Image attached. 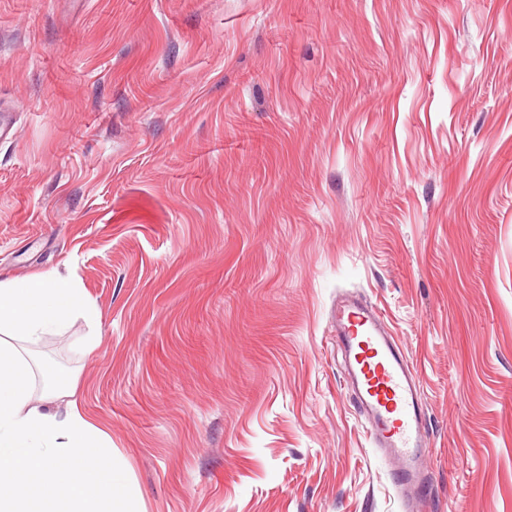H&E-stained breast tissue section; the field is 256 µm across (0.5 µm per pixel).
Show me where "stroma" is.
I'll return each instance as SVG.
<instances>
[{
    "mask_svg": "<svg viewBox=\"0 0 512 512\" xmlns=\"http://www.w3.org/2000/svg\"><path fill=\"white\" fill-rule=\"evenodd\" d=\"M0 279L143 512H404L338 295L422 381L427 512H512V0H0Z\"/></svg>",
    "mask_w": 512,
    "mask_h": 512,
    "instance_id": "obj_1",
    "label": "stroma"
}]
</instances>
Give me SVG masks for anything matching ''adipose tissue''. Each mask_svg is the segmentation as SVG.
Instances as JSON below:
<instances>
[{
  "label": "adipose tissue",
  "instance_id": "adipose-tissue-1",
  "mask_svg": "<svg viewBox=\"0 0 512 512\" xmlns=\"http://www.w3.org/2000/svg\"><path fill=\"white\" fill-rule=\"evenodd\" d=\"M78 320L93 341L97 308L71 276L0 280V512H142L125 461L85 420L74 383L51 381L32 398L18 341L38 343Z\"/></svg>",
  "mask_w": 512,
  "mask_h": 512
}]
</instances>
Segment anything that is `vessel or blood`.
Returning a JSON list of instances; mask_svg holds the SVG:
<instances>
[{
  "label": "vessel or blood",
  "instance_id": "vessel-or-blood-1",
  "mask_svg": "<svg viewBox=\"0 0 512 512\" xmlns=\"http://www.w3.org/2000/svg\"><path fill=\"white\" fill-rule=\"evenodd\" d=\"M335 338L372 443L392 460L395 492L411 512L425 496L420 450L427 439L415 363L389 332L381 313L356 300L337 304Z\"/></svg>",
  "mask_w": 512,
  "mask_h": 512
}]
</instances>
